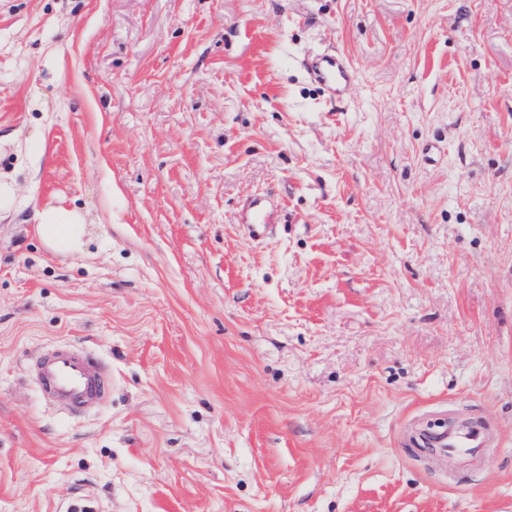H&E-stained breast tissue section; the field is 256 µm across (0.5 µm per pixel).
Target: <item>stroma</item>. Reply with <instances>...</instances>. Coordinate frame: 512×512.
I'll list each match as a JSON object with an SVG mask.
<instances>
[{"label":"stroma","instance_id":"35a3bbf8","mask_svg":"<svg viewBox=\"0 0 512 512\" xmlns=\"http://www.w3.org/2000/svg\"><path fill=\"white\" fill-rule=\"evenodd\" d=\"M0 176V512H512V0H0ZM444 415L498 449L404 448ZM310 79L318 84L330 99L341 97L356 83V74L348 58L342 53H323L307 60ZM261 202L245 204L243 207L242 230L246 237L257 240L271 235L276 224ZM36 231L45 245L57 253L81 250L86 234L85 218L77 209L45 207L36 212ZM37 376L46 398L72 413L98 404L111 388L93 358L75 346L47 354L38 364Z\"/></svg>","mask_w":512,"mask_h":512}]
</instances>
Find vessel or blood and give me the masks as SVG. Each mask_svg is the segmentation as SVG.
<instances>
[{
    "mask_svg": "<svg viewBox=\"0 0 512 512\" xmlns=\"http://www.w3.org/2000/svg\"><path fill=\"white\" fill-rule=\"evenodd\" d=\"M306 70L310 79L332 99L341 97L356 82L351 63L341 53L316 55L307 60ZM242 230L253 240L274 232L273 217L263 203L244 205ZM37 376L46 398L62 410L73 413L98 404L111 388L93 358L74 346L61 347L47 354L38 364ZM421 436L434 452V465L441 469L447 467L449 459L459 456L479 460L495 446L490 436L477 429L463 432L425 430Z\"/></svg>",
    "mask_w": 512,
    "mask_h": 512,
    "instance_id": "vessel-or-blood-1",
    "label": "vessel or blood"
}]
</instances>
